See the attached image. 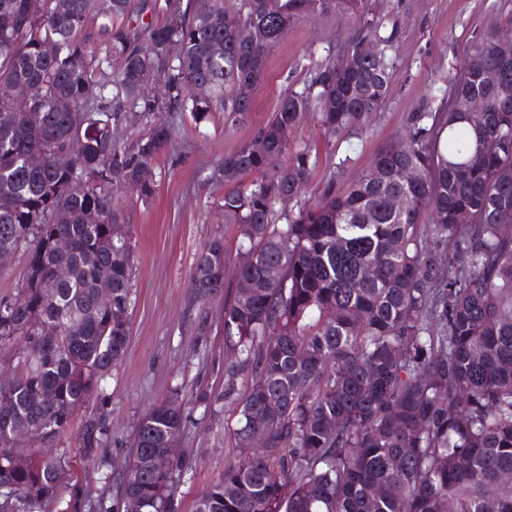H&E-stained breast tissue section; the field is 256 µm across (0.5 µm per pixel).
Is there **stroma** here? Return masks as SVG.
Segmentation results:
<instances>
[{"instance_id": "stroma-1", "label": "stroma", "mask_w": 512, "mask_h": 512, "mask_svg": "<svg viewBox=\"0 0 512 512\" xmlns=\"http://www.w3.org/2000/svg\"><path fill=\"white\" fill-rule=\"evenodd\" d=\"M365 5L398 33L389 96L363 133L346 131L330 139L315 119L306 120L294 141L317 157L308 187L312 196L330 176L347 181L364 171L378 143L403 129L410 112L427 103L439 105L447 95L448 75L470 47L512 16V0H365ZM353 27V19L333 11L297 22L271 50L246 122L232 124L221 110L198 126L189 114H170L173 141L155 166L157 193L146 205L128 202L125 211L137 256L132 331L124 360L107 383L109 463L78 469L92 497L115 496L120 464L142 417L175 393L187 403L185 427L175 443L186 461L178 512H195L225 462L239 455L227 428L231 408L223 400L229 359L224 300L194 298L189 287L196 255L213 236L224 238L225 279L235 277L241 260L239 227L225 223L221 209L228 186L212 181L211 174L224 154L272 118L285 91L304 86L314 66L334 54ZM207 398L214 400V409L205 408Z\"/></svg>"}]
</instances>
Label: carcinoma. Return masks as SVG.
Returning a JSON list of instances; mask_svg holds the SVG:
<instances>
[{
    "instance_id": "1",
    "label": "carcinoma",
    "mask_w": 512,
    "mask_h": 512,
    "mask_svg": "<svg viewBox=\"0 0 512 512\" xmlns=\"http://www.w3.org/2000/svg\"><path fill=\"white\" fill-rule=\"evenodd\" d=\"M235 9L238 32L224 24V0L205 13L192 0H40L35 11L30 0H0V84L43 95L29 123L28 102L0 96V252L26 256L17 293L0 299V350L22 367L0 389V457L17 425L40 429L21 460H0V512L88 506L76 467L105 463V383L131 333L135 249L112 240L124 220L113 193L153 199L156 182L141 173L171 145L161 113L200 124L222 107L243 121L252 99L240 87L262 79L295 23L332 9L355 18V33L215 166L257 175L222 204L224 220L246 229L239 248L253 260L226 283L224 238L214 237L189 281L205 298L224 296L233 354L224 398L241 448L195 512H512V233L503 224L512 54L497 50L512 40V20L472 47L439 108L410 113L362 174L328 178L311 203L302 195L314 162L291 135L307 111L331 136L363 129L386 102L396 33L364 0H238ZM158 11L164 22L145 20ZM345 54L358 61L354 75L339 67ZM148 77L166 87L163 99L138 97ZM474 96L486 111H463ZM133 108L145 131L120 141ZM285 200L294 207L277 211ZM91 389L101 405L83 414ZM78 416L76 454L54 451ZM185 419L168 400L144 415L116 499L99 497L96 512L129 501L177 512L184 462L177 454L156 473L151 457ZM257 430L265 445L251 454Z\"/></svg>"
}]
</instances>
